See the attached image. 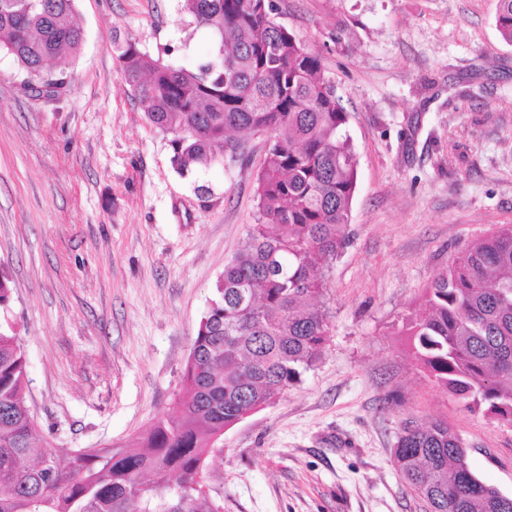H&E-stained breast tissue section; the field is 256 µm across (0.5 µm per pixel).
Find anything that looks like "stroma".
I'll return each mask as SVG.
<instances>
[{"mask_svg":"<svg viewBox=\"0 0 512 512\" xmlns=\"http://www.w3.org/2000/svg\"><path fill=\"white\" fill-rule=\"evenodd\" d=\"M324 64L358 157L347 232L318 306L317 365L226 429L204 484L223 512H428L392 465L406 422H446L512 496V427L469 411L411 356L403 323L435 276L512 225V46L496 0H274ZM85 33L59 96L0 51V265L54 447L124 446L171 413L224 265L257 216L267 137L181 176L119 70L113 36L164 64L214 53L180 0H76Z\"/></svg>","mask_w":512,"mask_h":512,"instance_id":"1","label":"stroma"}]
</instances>
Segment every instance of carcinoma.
I'll use <instances>...</instances> for the list:
<instances>
[{
	"mask_svg": "<svg viewBox=\"0 0 512 512\" xmlns=\"http://www.w3.org/2000/svg\"><path fill=\"white\" fill-rule=\"evenodd\" d=\"M76 0H0V50L44 93L60 92L58 60L84 32ZM216 56L195 70L164 65L127 39L117 60L155 127L173 135L182 175L244 145L235 132L268 133L257 177L258 214L200 321L172 416L141 445L64 449L35 442L25 406L26 358L0 326V512H222L204 489L206 460L229 428L301 381L321 358L325 314L315 302L348 237L358 161L347 112L321 59L277 23L262 0H181ZM495 24L512 45V0ZM11 280L0 267V310ZM410 347L435 384L484 416L512 425V225L469 247L426 288L409 320ZM393 463L429 512H512V497L471 470L467 449L442 423L406 424Z\"/></svg>",
	"mask_w": 512,
	"mask_h": 512,
	"instance_id": "cac0c4a2",
	"label": "carcinoma"
}]
</instances>
